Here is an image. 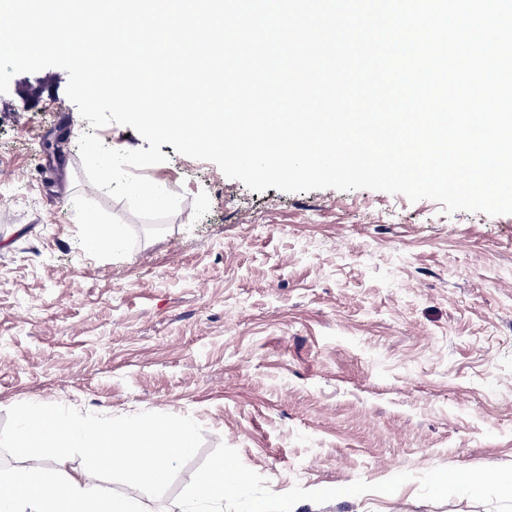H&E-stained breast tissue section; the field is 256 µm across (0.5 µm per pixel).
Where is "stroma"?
<instances>
[{"mask_svg": "<svg viewBox=\"0 0 512 512\" xmlns=\"http://www.w3.org/2000/svg\"><path fill=\"white\" fill-rule=\"evenodd\" d=\"M67 80L19 73L0 94V426L20 402L191 416L203 445L151 512L224 460L246 475L224 512H512V214L258 193L165 144L142 173L182 201L149 240L78 147L144 140L91 129ZM89 215L111 233L94 247ZM460 466L484 496L438 490Z\"/></svg>", "mask_w": 512, "mask_h": 512, "instance_id": "35a3bbf8", "label": "stroma"}]
</instances>
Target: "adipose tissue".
<instances>
[{
    "label": "adipose tissue",
    "mask_w": 512,
    "mask_h": 512,
    "mask_svg": "<svg viewBox=\"0 0 512 512\" xmlns=\"http://www.w3.org/2000/svg\"><path fill=\"white\" fill-rule=\"evenodd\" d=\"M65 457L53 466L40 462L0 474V512H146L136 492L115 495L82 478L68 475ZM232 463L200 475L191 500L177 512H223L224 498L237 488Z\"/></svg>",
    "instance_id": "adipose-tissue-1"
}]
</instances>
